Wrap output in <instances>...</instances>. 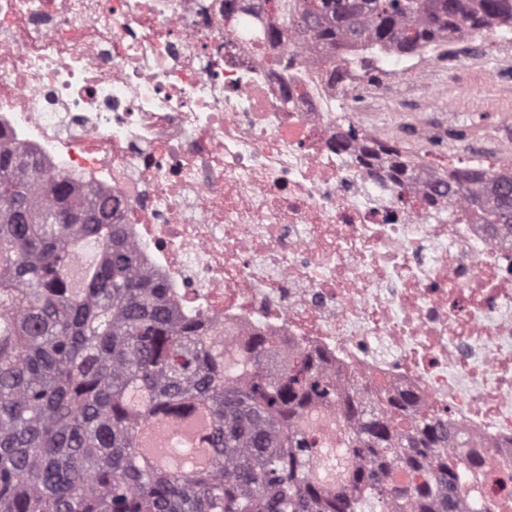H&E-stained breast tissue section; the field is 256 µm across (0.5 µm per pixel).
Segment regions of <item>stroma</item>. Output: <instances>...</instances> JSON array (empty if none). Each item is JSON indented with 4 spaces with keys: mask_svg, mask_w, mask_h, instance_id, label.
<instances>
[{
    "mask_svg": "<svg viewBox=\"0 0 512 512\" xmlns=\"http://www.w3.org/2000/svg\"><path fill=\"white\" fill-rule=\"evenodd\" d=\"M369 91L351 104L354 112L383 128L403 150L462 167L495 165L498 146L512 141V33L452 42L447 54L428 50L410 56L404 72L390 75L371 61ZM427 125L428 144L417 138Z\"/></svg>",
    "mask_w": 512,
    "mask_h": 512,
    "instance_id": "35a3bbf8",
    "label": "stroma"
}]
</instances>
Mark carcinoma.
<instances>
[{
  "label": "carcinoma",
  "mask_w": 512,
  "mask_h": 512,
  "mask_svg": "<svg viewBox=\"0 0 512 512\" xmlns=\"http://www.w3.org/2000/svg\"><path fill=\"white\" fill-rule=\"evenodd\" d=\"M272 2L269 36L294 30L339 59L512 31V0ZM361 157L401 183L418 166L386 141ZM438 186L512 225V167H451ZM120 205L0 144V512H456L494 469L445 462L440 419L364 395L311 354L285 359L271 336L219 347L210 321L176 313L139 271ZM321 406L339 411L331 442L309 414ZM198 411L208 464L156 461L146 431L182 454L177 432Z\"/></svg>",
  "instance_id": "carcinoma-1"
}]
</instances>
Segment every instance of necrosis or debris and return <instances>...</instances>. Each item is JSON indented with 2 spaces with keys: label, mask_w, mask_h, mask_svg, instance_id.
Wrapping results in <instances>:
<instances>
[{
  "label": "necrosis or debris",
  "mask_w": 512,
  "mask_h": 512,
  "mask_svg": "<svg viewBox=\"0 0 512 512\" xmlns=\"http://www.w3.org/2000/svg\"><path fill=\"white\" fill-rule=\"evenodd\" d=\"M257 0H0V136L122 201L140 267L235 346L409 396L496 460L512 504V236L341 146L328 56L272 40Z\"/></svg>",
  "instance_id": "necrosis-or-debris-1"
}]
</instances>
